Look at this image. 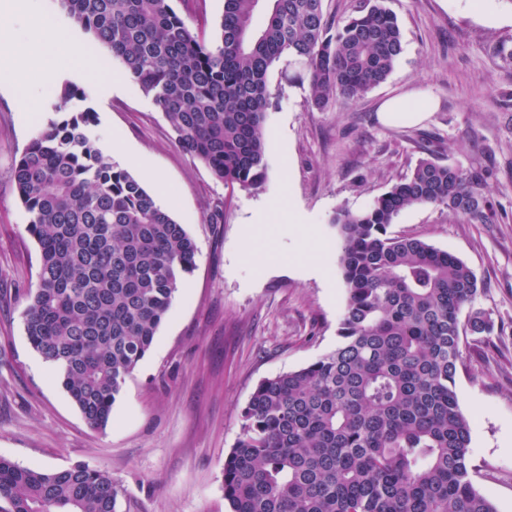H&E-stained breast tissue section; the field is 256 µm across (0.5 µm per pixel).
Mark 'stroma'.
Here are the masks:
<instances>
[{
	"mask_svg": "<svg viewBox=\"0 0 512 512\" xmlns=\"http://www.w3.org/2000/svg\"><path fill=\"white\" fill-rule=\"evenodd\" d=\"M78 42L62 66L96 114L101 151L122 142L138 154L145 187H170L160 205L197 245L196 269L175 294L155 341L127 378L105 429H90L55 369L28 345L18 288L37 280L39 249L12 183L16 160L52 111L59 86L16 111L0 83V457L57 470L76 464L111 473L117 512H229L224 458L241 411L262 379L296 370L334 349L345 303L335 232L337 208L362 211L419 159L432 156L486 173L500 217L471 224L437 206L402 211L391 234L448 251L483 286L474 306L493 322L461 338L456 376L471 424L469 473L497 512H512V0H386L403 52L388 79L356 105L312 109L308 92L269 75L266 181L256 191L224 186L175 142L172 128L118 61L85 70L90 40L57 0H35ZM414 93L435 108L412 127L385 124L388 97ZM326 278L308 274L304 260Z\"/></svg>",
	"mask_w": 512,
	"mask_h": 512,
	"instance_id": "stroma-1",
	"label": "stroma"
}]
</instances>
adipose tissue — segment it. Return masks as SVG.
<instances>
[{
	"instance_id": "obj_1",
	"label": "adipose tissue",
	"mask_w": 512,
	"mask_h": 512,
	"mask_svg": "<svg viewBox=\"0 0 512 512\" xmlns=\"http://www.w3.org/2000/svg\"><path fill=\"white\" fill-rule=\"evenodd\" d=\"M18 17L26 19L32 39L0 57V78L17 89L16 105L24 112L31 104L30 89L61 79L62 72L53 66V59L70 56L74 47L55 24L35 11L33 0H0L1 37L7 35L9 24ZM430 107L429 100L400 95L381 104L380 117L388 124L412 126L427 119Z\"/></svg>"
}]
</instances>
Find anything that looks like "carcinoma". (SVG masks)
<instances>
[{"mask_svg": "<svg viewBox=\"0 0 512 512\" xmlns=\"http://www.w3.org/2000/svg\"><path fill=\"white\" fill-rule=\"evenodd\" d=\"M173 0H58L71 21L119 61L170 122L178 146L224 185L256 190L267 171L268 74L293 70L318 111L354 105L403 52L385 0H359L342 24L323 0H224L208 43ZM264 5L265 22L253 26ZM66 85L57 120L33 137L12 181L39 247L35 287L22 289L30 348L56 370L94 430L107 427L126 379L151 349L197 246L128 169L90 136L96 113ZM431 204L471 224L497 212L482 178L435 158L362 212L339 208L346 288L336 348L261 380L224 459L230 512H497L470 479L471 428L456 393L460 336L493 328L473 307L474 270L388 228ZM107 471L60 470L0 458V512H116Z\"/></svg>", "mask_w": 512, "mask_h": 512, "instance_id": "carcinoma-1", "label": "carcinoma"}]
</instances>
